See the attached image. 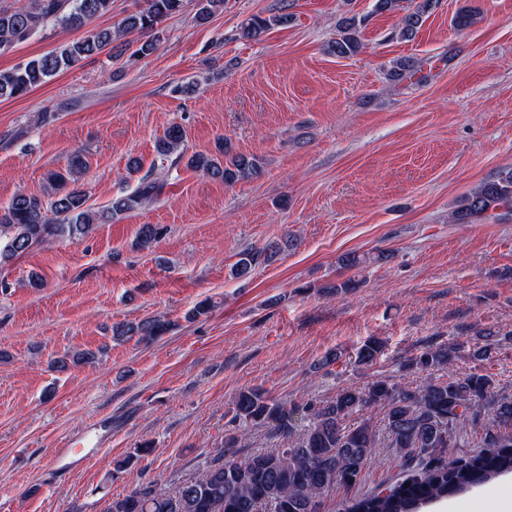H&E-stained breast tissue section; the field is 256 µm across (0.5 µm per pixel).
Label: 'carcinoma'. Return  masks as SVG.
<instances>
[{
  "instance_id": "1",
  "label": "carcinoma",
  "mask_w": 512,
  "mask_h": 512,
  "mask_svg": "<svg viewBox=\"0 0 512 512\" xmlns=\"http://www.w3.org/2000/svg\"><path fill=\"white\" fill-rule=\"evenodd\" d=\"M183 2L146 0V7L128 15L115 31L92 29L54 51L0 70V99L28 94L57 73L111 46L116 36L155 30L166 17L180 11ZM437 2L419 0L415 7L407 8L401 0H376L375 10L401 13L399 35L411 38ZM111 8L112 0H25L13 8L0 7V54L48 22L80 29ZM478 16L471 7H463L452 20L453 28L465 30L477 22ZM286 21L285 15H254L240 26L238 35L255 40ZM360 27L354 17L342 20L336 38L327 44V52L342 58L359 53L363 47ZM184 138L183 128L171 125L158 141V154L173 156L175 163H180ZM219 151L224 154L222 161L196 153L187 166L227 185L260 173L257 157L234 153L226 143ZM85 168V162L77 156L65 173L51 175L46 194L19 192L0 207V266L36 246L84 237L95 225L108 224L154 201L163 188L145 177L133 193L94 211L86 206V194L77 187L78 176ZM500 209L512 211V169L475 187L448 219L453 224H473L494 218ZM157 236L156 227L143 224L135 245L148 250ZM383 259L382 253L371 257L349 252L340 262L341 267L351 270ZM255 262L253 251L241 252L231 275L236 279L251 276ZM359 285L360 280L349 277L323 291L346 295ZM173 328L174 324L164 318L150 317L114 325L112 340L123 342L135 337L139 343L150 344ZM493 349L494 334L480 333L473 338L467 357L482 362L491 357ZM462 351L459 343L431 344L403 364L408 374H431L446 368V381L428 376L412 387L381 377L362 386H347L325 403H295L276 399L261 387L244 389L234 399L232 428L224 435V447L201 472L167 490L135 487L107 500L103 512H317L323 495L338 486L356 484L372 458L378 433L365 417L372 408L384 413V429L389 446L396 449L399 472L385 488L346 501L344 512H422L436 500L512 472V397L496 390L487 374L456 371ZM382 352L383 343L370 338L356 353L354 366L370 367ZM487 406L493 408V415L484 425L482 450L468 458H446L443 449L456 438L460 422L469 417L478 420ZM355 416L358 421L350 423ZM255 428L289 437L291 443L286 448L238 458L234 449L248 447V432Z\"/></svg>"
}]
</instances>
